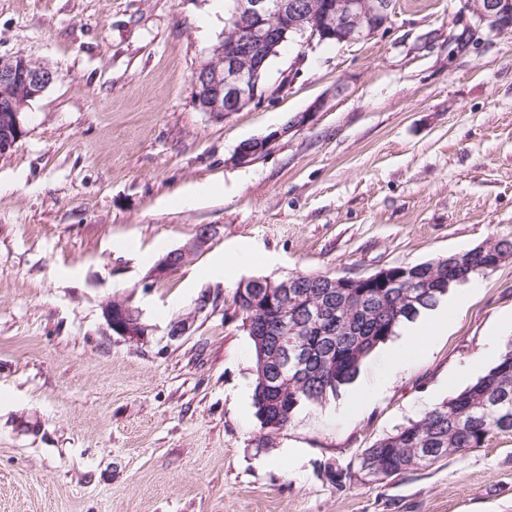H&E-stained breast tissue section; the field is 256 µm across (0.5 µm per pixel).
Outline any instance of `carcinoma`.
<instances>
[{
    "instance_id": "carcinoma-1",
    "label": "carcinoma",
    "mask_w": 512,
    "mask_h": 512,
    "mask_svg": "<svg viewBox=\"0 0 512 512\" xmlns=\"http://www.w3.org/2000/svg\"><path fill=\"white\" fill-rule=\"evenodd\" d=\"M511 258L512 236H506L463 253L406 265L395 282L369 279L353 288L336 289L334 307L320 320L305 317L303 306L318 303L323 275H298L296 302L288 305L275 300L261 307L249 293L236 289L241 320L250 322L253 401L261 429L278 432L292 422L301 405L336 394L403 322L435 307L452 286L493 271ZM279 336L292 337L304 361L297 373L275 386L270 368L278 356ZM494 432L512 433V344L455 397L364 449L359 464H369L384 477L398 476L481 448Z\"/></svg>"
}]
</instances>
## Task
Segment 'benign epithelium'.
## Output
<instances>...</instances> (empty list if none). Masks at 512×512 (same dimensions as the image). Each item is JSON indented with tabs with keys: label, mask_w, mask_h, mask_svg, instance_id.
Listing matches in <instances>:
<instances>
[{
	"label": "benign epithelium",
	"mask_w": 512,
	"mask_h": 512,
	"mask_svg": "<svg viewBox=\"0 0 512 512\" xmlns=\"http://www.w3.org/2000/svg\"><path fill=\"white\" fill-rule=\"evenodd\" d=\"M456 28L465 30L472 45L480 31L502 33L512 28V0H473L467 4ZM395 13V0H328L319 6L312 0H234L230 26L224 37L207 52L193 74L196 108L216 120L226 112H238L255 102L266 73L267 61L289 41L309 47L334 39L354 44L387 28ZM54 82L53 70L23 54L0 57V111L20 133L25 131L30 102ZM278 138L277 133L240 144L233 155L238 165L254 162ZM216 230L201 225L184 245L166 253L149 270L144 284L166 278L184 266L212 242ZM108 326L119 336L135 339L147 334L139 310L122 299L110 301L104 310Z\"/></svg>",
	"instance_id": "1"
}]
</instances>
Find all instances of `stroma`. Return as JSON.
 <instances>
[{
  "mask_svg": "<svg viewBox=\"0 0 512 512\" xmlns=\"http://www.w3.org/2000/svg\"><path fill=\"white\" fill-rule=\"evenodd\" d=\"M464 3L396 0L369 40L286 43L264 97L216 121L192 85L224 33L212 0H0V56L59 75L0 160V512H512V433L358 473L365 448L512 343V259L461 286L447 329L381 397L382 347L271 435L234 303L251 277L368 276L512 234V33L450 51ZM202 224L210 247L144 287ZM115 297L147 336L112 333ZM354 392L369 407L352 421L339 407ZM276 139V134L272 133L265 137L247 140L238 146L232 160L238 165L250 164L267 151Z\"/></svg>",
  "mask_w": 512,
  "mask_h": 512,
  "instance_id": "1",
  "label": "stroma"
}]
</instances>
